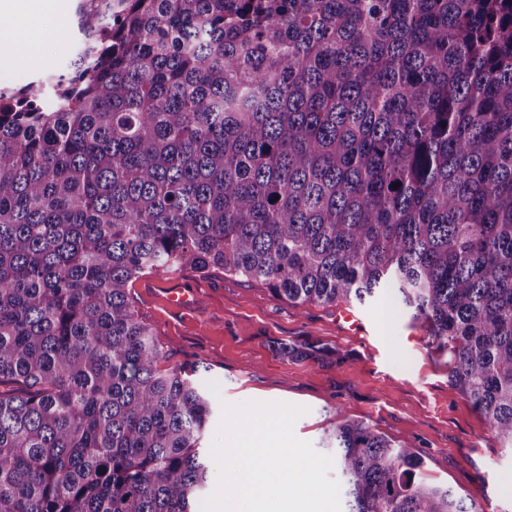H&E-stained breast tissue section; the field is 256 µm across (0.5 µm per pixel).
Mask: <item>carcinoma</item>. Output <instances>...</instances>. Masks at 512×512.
<instances>
[{"mask_svg": "<svg viewBox=\"0 0 512 512\" xmlns=\"http://www.w3.org/2000/svg\"><path fill=\"white\" fill-rule=\"evenodd\" d=\"M78 29L0 89V512H197L211 398L160 369L145 273L394 287L512 447V0H80ZM328 440L348 512H476L339 407Z\"/></svg>", "mask_w": 512, "mask_h": 512, "instance_id": "1", "label": "carcinoma"}]
</instances>
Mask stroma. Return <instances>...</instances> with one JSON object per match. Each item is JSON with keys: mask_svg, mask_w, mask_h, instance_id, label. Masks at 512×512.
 Returning a JSON list of instances; mask_svg holds the SVG:
<instances>
[{"mask_svg": "<svg viewBox=\"0 0 512 512\" xmlns=\"http://www.w3.org/2000/svg\"><path fill=\"white\" fill-rule=\"evenodd\" d=\"M60 2L40 55L20 59L0 48V87L44 80L72 59L79 0ZM176 289L191 291L194 306L172 307L168 296ZM129 295L155 331L161 368L200 366V381L218 383L231 405L302 407L293 432L322 454L333 410L342 408L350 419L414 449L428 482L452 488L481 512H512V449L450 384L447 354L435 349L394 289L362 304L301 306L221 271H187L141 276ZM277 341L306 344L313 355L284 358L273 348Z\"/></svg>", "mask_w": 512, "mask_h": 512, "instance_id": "obj_1", "label": "stroma"}]
</instances>
